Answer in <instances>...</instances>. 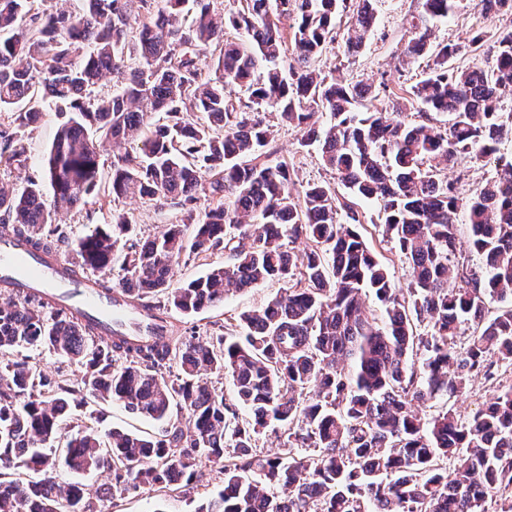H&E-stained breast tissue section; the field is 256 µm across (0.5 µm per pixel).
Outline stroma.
<instances>
[{
	"mask_svg": "<svg viewBox=\"0 0 512 512\" xmlns=\"http://www.w3.org/2000/svg\"><path fill=\"white\" fill-rule=\"evenodd\" d=\"M417 0H378L377 25L367 40L362 53L345 58L338 45H330L322 56L325 65H334L347 81L379 84L388 83L391 89L407 88L420 79L426 66L425 60L406 62L403 50L410 36V21L415 13ZM482 26L488 34H495L512 26V15L508 13L480 16L471 6V0H457V7L448 20L439 22L434 28V43H460L464 49L456 59L462 67H483L487 64L486 49L474 50L466 47L468 31L473 26ZM63 117L56 104L44 102L43 115L39 123L27 128L23 140L27 148V166L14 170L0 166V187L12 190L26 185L27 181L43 182V158L52 144L56 130ZM296 129L274 124L270 145L277 158L285 160L296 174L297 185L330 180L331 174L321 165L316 151L301 148ZM98 188L86 205L60 209L53 223L45 225V234L54 235L58 250L63 258H70L75 243L98 224H108L113 214L125 213L133 217L138 239L147 240L160 231L164 225L176 224L181 220L179 209L161 207L152 202L113 199L109 193L112 176V150L110 146L100 149ZM283 285L267 282L258 287L229 295L224 303L187 317L173 313L172 320L181 335L197 336L209 341L226 335L238 314L263 306L270 298L279 295ZM512 384V374L503 373L497 383L475 377L468 390L462 395L447 400L428 401L420 404L419 414L429 418L442 408L453 409L457 414L468 415L477 406L492 397L496 385ZM221 484L220 475L211 464L198 466V478L193 487L177 490L149 491L132 489L114 501H100V512H196L198 506Z\"/></svg>",
	"mask_w": 512,
	"mask_h": 512,
	"instance_id": "1",
	"label": "stroma"
}]
</instances>
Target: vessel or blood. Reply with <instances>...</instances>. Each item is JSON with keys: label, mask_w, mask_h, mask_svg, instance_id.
Returning <instances> with one entry per match:
<instances>
[{"label": "vessel or blood", "mask_w": 512, "mask_h": 512, "mask_svg": "<svg viewBox=\"0 0 512 512\" xmlns=\"http://www.w3.org/2000/svg\"><path fill=\"white\" fill-rule=\"evenodd\" d=\"M72 264L60 254L39 257L30 252L25 241L0 238V286L11 295L39 289L61 299L64 306L89 317L104 334L115 332L162 341L166 335L160 321L150 320L131 305L119 287L98 288L90 273L71 275Z\"/></svg>", "instance_id": "vessel-or-blood-1"}]
</instances>
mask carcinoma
<instances>
[{
    "mask_svg": "<svg viewBox=\"0 0 512 512\" xmlns=\"http://www.w3.org/2000/svg\"><path fill=\"white\" fill-rule=\"evenodd\" d=\"M84 8L36 12L32 0H0V164L26 168L21 130L51 97L68 114L45 160L53 204L41 186L0 188V234L52 253L41 233L51 206L78 207L96 191L99 144L112 146L114 198L179 209L183 223L131 243L119 214L79 239L78 269L116 278L145 309L185 316L269 280L288 285L217 343L166 336L162 343L100 335L84 318L30 295L0 305V512H99L63 464L108 472L98 500L130 488L161 490L196 478L200 459L223 475L196 512H512V385L468 417L447 409L424 422L417 403L455 396L472 378L512 365V27L496 34L488 68H460L457 44H434L433 28L456 0H417L405 57L431 60L407 90L414 117L377 105L317 62L347 15L343 54L357 55L376 24L375 0H243L217 16L209 0H83ZM147 17L128 47L131 4ZM480 15L512 0H477ZM244 34L246 42L225 38ZM220 48L214 75L200 57ZM120 83L110 99L85 93L102 75ZM248 101L233 102L236 89ZM299 130L347 192L374 200L382 234L411 267L407 288L358 230L359 213L336 187L313 182L295 195L288 163L271 159L269 117ZM495 163L496 176L462 194L444 176L462 162ZM206 205H200V201ZM349 223L339 221V208ZM464 215L485 263L455 271L456 222ZM306 238L302 252L293 244ZM222 250L224 264L175 284L182 256ZM164 295V300L157 295ZM373 296L378 308L367 305ZM498 302L488 314L487 304ZM470 322L463 348L455 337ZM46 349L82 368L80 381L46 377L18 349ZM180 377L169 380L171 362ZM227 375L235 402L202 372ZM121 402L165 424L161 434L99 428L92 404ZM246 411L241 417L237 407ZM88 424L64 438L71 409ZM287 431L271 456L256 441ZM34 471L43 478H23Z\"/></svg>",
    "mask_w": 512,
    "mask_h": 512,
    "instance_id": "cac0c4a2",
    "label": "carcinoma"
}]
</instances>
